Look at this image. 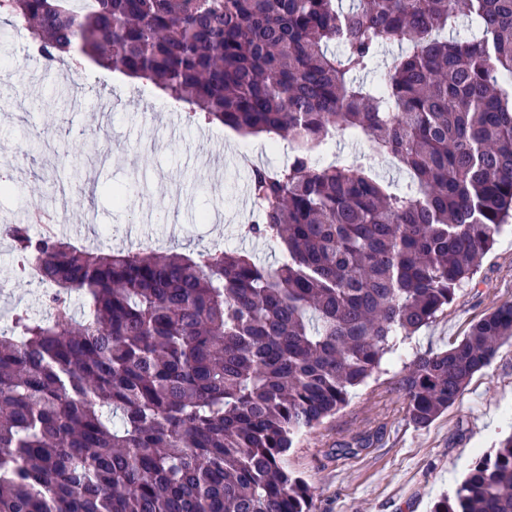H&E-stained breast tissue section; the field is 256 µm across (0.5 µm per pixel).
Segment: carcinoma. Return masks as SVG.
Listing matches in <instances>:
<instances>
[{"label":"carcinoma","instance_id":"cac0c4a2","mask_svg":"<svg viewBox=\"0 0 512 512\" xmlns=\"http://www.w3.org/2000/svg\"><path fill=\"white\" fill-rule=\"evenodd\" d=\"M0 0L48 62L76 50L241 137L247 253L102 252L12 230L48 315L0 330V512H311L295 437L348 404L398 340L453 302L512 218V0ZM386 45L399 54L380 60ZM377 74L369 81L367 76ZM332 133L407 172L319 163ZM82 298L75 310L74 297ZM512 302L398 390L426 427L499 344ZM431 512H512V433Z\"/></svg>","mask_w":512,"mask_h":512}]
</instances>
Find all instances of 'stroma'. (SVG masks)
<instances>
[{"label": "stroma", "mask_w": 512, "mask_h": 512, "mask_svg": "<svg viewBox=\"0 0 512 512\" xmlns=\"http://www.w3.org/2000/svg\"><path fill=\"white\" fill-rule=\"evenodd\" d=\"M0 96L19 104L0 116V147L22 158L13 191L0 194V212L27 219L38 198L55 232L92 250L128 248L151 237L155 251L183 253L215 246L248 252L259 263L279 250L245 235L253 205L243 204L250 177L241 150L254 165L276 169L282 156L264 138H242L220 124H188L181 109L155 85L90 63L45 64L28 48L25 32L0 20ZM340 162L364 164L392 186L405 183L363 141L337 140ZM125 201L115 204L113 188ZM17 255L0 239V315L27 309L45 317L43 284L14 276ZM512 302V232L500 236L473 281L428 326L403 343V358L384 360L356 388L349 403L301 432L288 467L310 486L311 512H430L453 492L480 451L512 432V341L472 378L460 400L429 426L407 418L396 381L415 353L442 351L471 324Z\"/></svg>", "instance_id": "stroma-1"}]
</instances>
